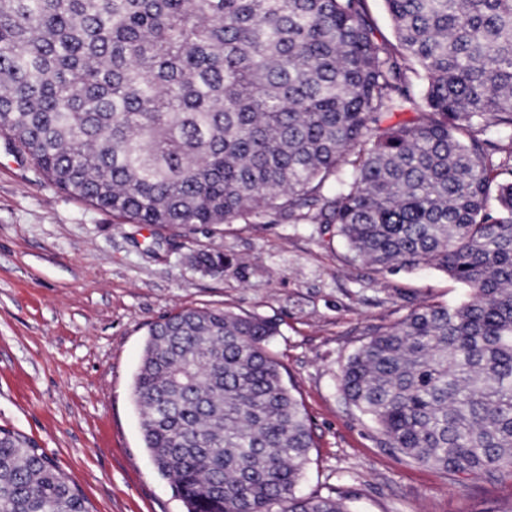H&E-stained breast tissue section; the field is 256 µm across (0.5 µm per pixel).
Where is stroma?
I'll use <instances>...</instances> for the list:
<instances>
[{"label": "stroma", "mask_w": 512, "mask_h": 512, "mask_svg": "<svg viewBox=\"0 0 512 512\" xmlns=\"http://www.w3.org/2000/svg\"><path fill=\"white\" fill-rule=\"evenodd\" d=\"M216 248L231 263H191ZM467 296L446 273L379 272L335 230L270 215L132 224L56 188L0 133V426L31 438L91 512H186L145 448L133 379L150 326L177 308L276 321L269 350L314 435L300 494L352 512H512V470L454 474L389 447L339 379L370 329ZM193 264L207 274H221L224 271L226 257L224 252L211 249L197 252L192 257Z\"/></svg>", "instance_id": "1"}]
</instances>
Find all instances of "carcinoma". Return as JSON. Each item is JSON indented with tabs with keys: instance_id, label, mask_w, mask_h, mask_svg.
Wrapping results in <instances>:
<instances>
[{
	"instance_id": "1",
	"label": "carcinoma",
	"mask_w": 512,
	"mask_h": 512,
	"mask_svg": "<svg viewBox=\"0 0 512 512\" xmlns=\"http://www.w3.org/2000/svg\"><path fill=\"white\" fill-rule=\"evenodd\" d=\"M386 3L394 45L366 0H0V132L133 224L271 213L336 225L379 271L446 272L467 300L371 330L340 390L419 463L492 475L512 470V0ZM276 333L198 308L148 332L133 397L187 512H350L297 494L314 441ZM0 512L90 510L0 427ZM368 16L374 31V40H386L396 44L392 22L384 0H366Z\"/></svg>"
}]
</instances>
